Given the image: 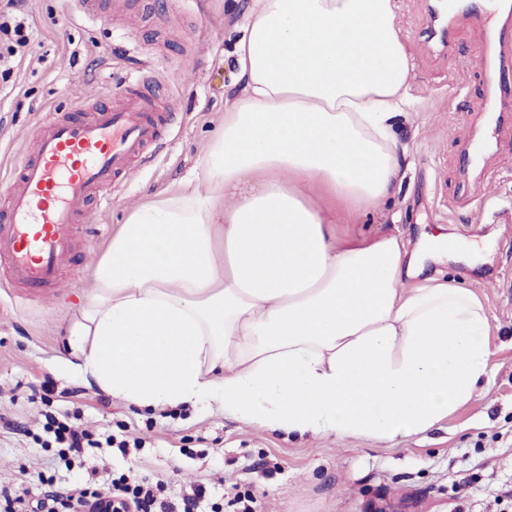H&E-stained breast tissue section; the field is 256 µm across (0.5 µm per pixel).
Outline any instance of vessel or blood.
Returning <instances> with one entry per match:
<instances>
[{"label": "vessel or blood", "mask_w": 512, "mask_h": 512, "mask_svg": "<svg viewBox=\"0 0 512 512\" xmlns=\"http://www.w3.org/2000/svg\"><path fill=\"white\" fill-rule=\"evenodd\" d=\"M502 22L491 32L477 63L486 96L480 115L488 127L501 124L512 94V0H496ZM427 43H451V19L436 0L424 30ZM151 78L129 81L113 105L71 100L31 132L33 149L6 176L0 199V266L8 287L56 284L75 247V227L90 220L89 201L107 204L133 161L160 141L166 118L150 90Z\"/></svg>", "instance_id": "1"}]
</instances>
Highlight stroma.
<instances>
[{
    "label": "stroma",
    "mask_w": 512,
    "mask_h": 512,
    "mask_svg": "<svg viewBox=\"0 0 512 512\" xmlns=\"http://www.w3.org/2000/svg\"><path fill=\"white\" fill-rule=\"evenodd\" d=\"M100 15L74 10L72 0H26L31 48L9 81H0V166L25 152L37 120L62 113L71 98L111 102L123 82L148 74L156 93L175 92L178 110L160 147L137 161L92 221L76 227L77 247L60 287L27 292L0 287V492L41 478L55 489L80 483L98 469L104 479L148 474L170 495L194 483L208 505L240 512H512L500 493L512 480V132L489 140L487 174L466 171L459 157L480 110L482 74L476 50L485 21L458 15L453 49L427 48L418 35L428 0H395L400 34L413 64L417 107L403 126L407 167L394 197L340 224L342 239L379 233L411 242L438 235L470 239L492 233L497 242L470 269L456 256L441 264L484 303L493 351L488 381L473 399L435 429L395 442L291 438L246 424L204 404L140 409L87 383L60 363L65 332L78 298L90 287L89 268L118 226L154 195L177 188L197 169L236 93L230 56L249 0H124V22L108 18L114 0H96ZM78 414L97 435L145 438L140 451L89 449L65 467L45 447L46 414ZM467 489H459L461 480Z\"/></svg>",
    "instance_id": "35a3bbf8"
}]
</instances>
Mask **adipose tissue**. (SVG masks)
I'll return each mask as SVG.
<instances>
[{
    "mask_svg": "<svg viewBox=\"0 0 512 512\" xmlns=\"http://www.w3.org/2000/svg\"><path fill=\"white\" fill-rule=\"evenodd\" d=\"M234 55L242 92L201 173L120 225L66 352L142 408L204 403L295 437L432 430L488 375L486 309L422 277L443 245L336 237L404 176L394 0H252Z\"/></svg>",
    "mask_w": 512,
    "mask_h": 512,
    "instance_id": "obj_1",
    "label": "adipose tissue"
}]
</instances>
